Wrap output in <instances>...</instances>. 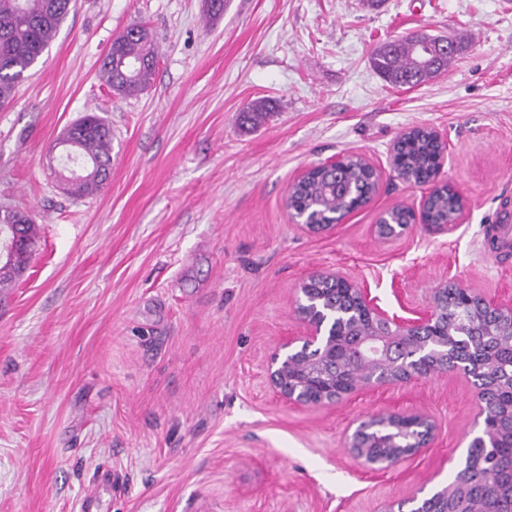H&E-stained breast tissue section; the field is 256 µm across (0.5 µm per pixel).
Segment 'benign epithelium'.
Returning <instances> with one entry per match:
<instances>
[{
	"instance_id": "benign-epithelium-1",
	"label": "benign epithelium",
	"mask_w": 512,
	"mask_h": 512,
	"mask_svg": "<svg viewBox=\"0 0 512 512\" xmlns=\"http://www.w3.org/2000/svg\"><path fill=\"white\" fill-rule=\"evenodd\" d=\"M431 133L438 154V166L427 184L447 187L463 208L466 205L464 197L448 180L441 178L447 145L438 131L433 129ZM432 199L433 196L428 195L420 210H409L407 223L390 224L383 228V236H400L415 224L448 229V225L432 220ZM351 213V209L344 211L339 214V220L328 224H316L304 214L297 216V219L301 230L319 235L334 229L338 221L345 220ZM318 280L340 285L372 322L386 327V332L356 340L354 347L358 354L372 363V367L360 379L326 389L307 383L298 384L292 379L291 372L299 358L306 356L312 361L325 363L333 356L335 346V333L331 332L327 319L305 309L303 298H298L297 314L302 327L301 334L283 340L267 366V384L278 399L303 408L329 407L359 389L401 386L452 370L470 380L481 404L480 416L486 417L485 401L490 387L481 378L482 363L469 358L459 349L455 350L453 359H448L450 344L448 335H440L438 304L454 298L460 307L475 308L489 317H512L511 305L493 301L473 288H460L455 282L444 280L433 289L427 313L408 320L383 310L368 289L339 273L316 272L304 280L300 287ZM434 433L435 423L425 412L378 413L356 423L353 431L346 436L345 448L357 466L385 471L430 447Z\"/></svg>"
}]
</instances>
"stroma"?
Segmentation results:
<instances>
[{"label":"stroma","instance_id":"obj_1","mask_svg":"<svg viewBox=\"0 0 512 512\" xmlns=\"http://www.w3.org/2000/svg\"><path fill=\"white\" fill-rule=\"evenodd\" d=\"M145 25L151 86L99 77L113 38ZM462 34L453 65L398 87L369 66L409 33ZM267 118L242 128L250 104ZM112 127V170L89 197L63 191L54 145L86 113ZM414 126L448 146L466 207L452 230L376 232L428 189L397 178L393 142ZM381 173L372 200L323 235L293 223V180L329 157ZM0 205L40 238L0 290V512H410L448 485L477 433L459 374L359 390L298 409L266 384L299 335L300 283L340 271L389 313L425 310L445 279L512 300V0H76L0 108ZM424 411L419 456L384 473L350 459L358 419Z\"/></svg>","mask_w":512,"mask_h":512}]
</instances>
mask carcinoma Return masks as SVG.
Here are the masks:
<instances>
[{"mask_svg":"<svg viewBox=\"0 0 512 512\" xmlns=\"http://www.w3.org/2000/svg\"><path fill=\"white\" fill-rule=\"evenodd\" d=\"M71 10V0H0V106L9 103L14 90L28 71L37 63L56 35ZM112 59L104 60L100 78L113 90L134 96L147 89L156 73V50L146 28L133 26L117 36L111 45ZM144 63L139 72L130 77L119 68L120 61ZM373 69L395 86H417L428 78L448 69V59L433 62L425 59L417 47L415 36L389 42L377 49L371 57ZM68 151L82 160L83 172L79 179L68 183V193L89 196L101 191L110 176L112 159V128L102 117L86 114L65 132ZM403 174L419 179L434 165L432 137L423 127L411 128L400 135L398 154ZM377 190L372 172L358 158L349 161L346 169L334 175L324 169H314L297 183L287 197L295 210H307L325 220L332 212L355 206L360 199ZM434 216L438 220L452 221L457 212L456 202L440 194L435 201ZM34 221L17 208L0 207V249L15 235L32 247L37 233ZM22 272L20 263L0 264V288H7ZM345 302L329 305L327 320L339 324L351 322ZM452 334L472 343L473 356L480 358L479 345L470 335L471 326L478 318L474 311L456 309L450 303L442 309ZM508 360L496 358L485 367V374L495 390L488 405L496 410L512 401V379L509 378ZM512 453V446L482 448L466 458L463 468L448 484V500L460 496L475 509L483 499L493 497L498 512H512V498L499 494L495 481L496 457Z\"/></svg>","mask_w":512,"mask_h":512,"instance_id":"1","label":"carcinoma"}]
</instances>
